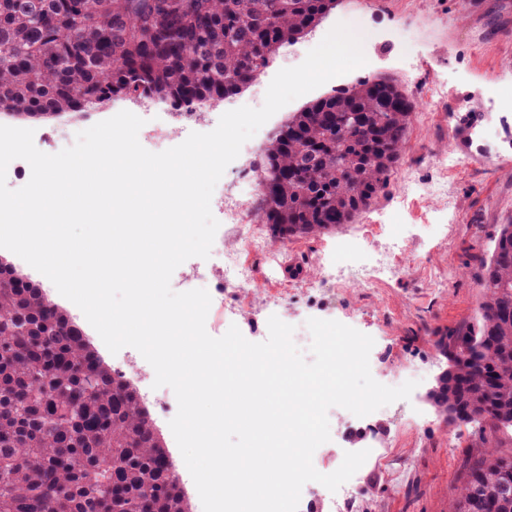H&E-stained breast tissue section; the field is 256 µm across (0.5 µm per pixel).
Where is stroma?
<instances>
[{
    "mask_svg": "<svg viewBox=\"0 0 512 512\" xmlns=\"http://www.w3.org/2000/svg\"><path fill=\"white\" fill-rule=\"evenodd\" d=\"M359 8L368 9L367 19L376 33L373 40L363 43L366 64L327 81L275 113L265 123L260 141L243 146L226 168L214 189L211 210L216 219H223V194L248 197L250 189L240 180V172L260 169L265 145L294 112L316 99L363 80L384 77L394 80L413 100L406 141L385 190L352 223L330 232L280 240L277 275H270L265 259L254 258L262 281L257 294L266 303L239 319L237 326L244 337L266 340L265 313L284 297L288 322L295 328L300 349H308L311 343L307 319L327 311L333 320L373 338L369 363L379 383L388 384L402 368L419 371V384L410 399L380 408L374 420L357 422L356 436L343 430L348 411L331 408V439L315 461L318 466H328L339 450L355 452L368 447L371 424L379 422L384 439L379 458L398 470L400 479L388 482L369 468L358 473L356 480L364 491L360 512H450L472 453L474 428L445 423L424 395L444 366L436 339L473 317L478 307L480 295L472 268L487 255L498 226L512 224V108L503 111L500 123L488 128L483 127L477 110L465 117L460 114L463 105L477 107L497 91H512V68L502 65L504 58L512 57V0H383L379 5L374 0H338L317 26L278 50L258 81L244 86L219 110L260 107L275 74L299 65L337 23H350ZM123 110L143 113L150 129L167 128L170 122L167 105L126 96L81 117L25 121L0 116V125L33 129L35 146L54 154L72 146L78 132ZM444 153L467 156L471 162L445 170L438 163ZM408 170L415 177L410 186L403 180ZM441 184L454 196V204L434 195V188ZM394 224L407 225L409 231L405 246L391 256L393 264L406 268V275L385 279L371 288L349 284L337 289L332 299L321 293L299 292L302 278L315 275L317 259L336 256L339 242L370 250L385 243ZM0 259L43 285L84 330L106 364L138 359V351L131 347L111 353L82 311L20 257L0 248ZM447 272L454 275L451 287L445 293H434L428 286L430 275ZM154 379L155 372L149 367L133 378L132 384L169 450L191 512H203L169 427L170 416L161 410L166 399L162 389L154 388Z\"/></svg>",
    "mask_w": 512,
    "mask_h": 512,
    "instance_id": "stroma-1",
    "label": "stroma"
}]
</instances>
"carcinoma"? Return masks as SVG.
<instances>
[{"mask_svg": "<svg viewBox=\"0 0 512 512\" xmlns=\"http://www.w3.org/2000/svg\"><path fill=\"white\" fill-rule=\"evenodd\" d=\"M336 0H0V114L81 113L139 93L193 111L236 94ZM413 102L363 81L294 113L263 150L259 218L288 238L350 223L383 191ZM475 278L461 379L432 406L471 415L452 512H512V224ZM0 512H190L149 412L40 286L0 262Z\"/></svg>", "mask_w": 512, "mask_h": 512, "instance_id": "cac0c4a2", "label": "carcinoma"}]
</instances>
